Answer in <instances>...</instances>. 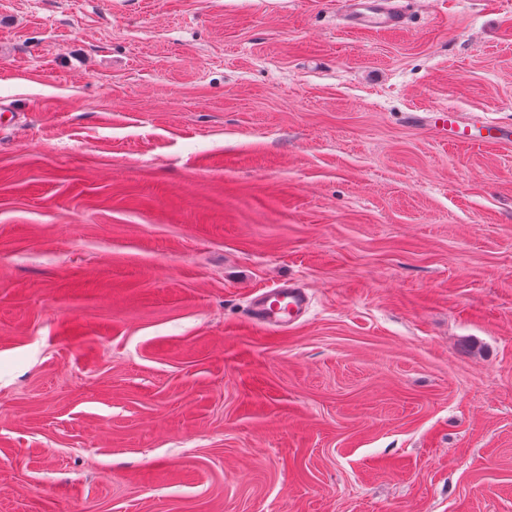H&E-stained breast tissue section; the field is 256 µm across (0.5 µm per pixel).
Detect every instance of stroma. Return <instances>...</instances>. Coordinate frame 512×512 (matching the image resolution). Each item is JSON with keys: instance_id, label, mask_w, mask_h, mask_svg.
<instances>
[{"instance_id": "1", "label": "stroma", "mask_w": 512, "mask_h": 512, "mask_svg": "<svg viewBox=\"0 0 512 512\" xmlns=\"http://www.w3.org/2000/svg\"><path fill=\"white\" fill-rule=\"evenodd\" d=\"M450 108L512 125V0H0V512H512V146ZM414 0H338L345 24L358 30L396 31L407 21L406 5ZM403 3H406L404 5ZM429 126L438 134L450 141L469 144L470 141L487 142L502 146H512L505 128L488 122L463 124L458 120V113L453 109L445 112H433ZM308 307L309 297L303 288L293 283L278 284L252 298L247 317L253 324L276 332L293 325Z\"/></svg>"}]
</instances>
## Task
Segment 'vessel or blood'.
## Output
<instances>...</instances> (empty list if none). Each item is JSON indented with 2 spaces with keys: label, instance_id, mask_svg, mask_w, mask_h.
Masks as SVG:
<instances>
[{
  "label": "vessel or blood",
  "instance_id": "vessel-or-blood-1",
  "mask_svg": "<svg viewBox=\"0 0 512 512\" xmlns=\"http://www.w3.org/2000/svg\"><path fill=\"white\" fill-rule=\"evenodd\" d=\"M345 24L358 30L396 31L407 21L404 0H338ZM430 127L438 134L463 144L487 142L512 144L502 126L488 122L461 123L455 110L432 113ZM309 297L295 284L267 289L251 300L247 316L253 324L269 331L287 329L306 313Z\"/></svg>",
  "mask_w": 512,
  "mask_h": 512
}]
</instances>
